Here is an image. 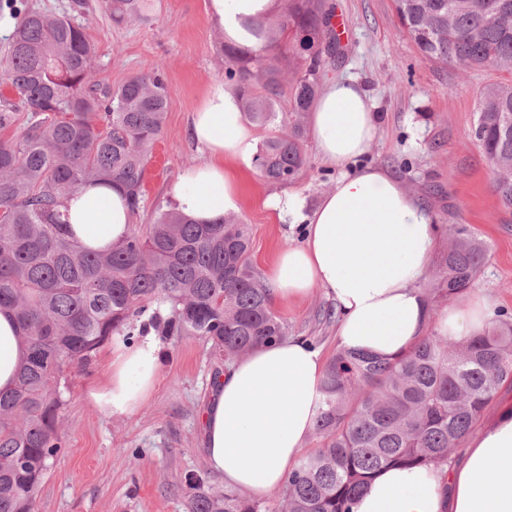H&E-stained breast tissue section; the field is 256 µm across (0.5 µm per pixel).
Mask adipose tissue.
Listing matches in <instances>:
<instances>
[{
    "label": "adipose tissue",
    "instance_id": "ef3b65f1",
    "mask_svg": "<svg viewBox=\"0 0 512 512\" xmlns=\"http://www.w3.org/2000/svg\"><path fill=\"white\" fill-rule=\"evenodd\" d=\"M278 0H209L207 13L225 40L254 49L250 26L264 23ZM375 106L356 80L329 83L308 125L322 163L338 176L315 208L302 193L265 198L278 221L304 227L270 266L273 300L323 290L335 306L337 347L396 357L426 332L429 310L421 284L431 266L436 226L426 204L387 169L363 163L378 132ZM189 134L204 161L184 170L172 206L197 224L241 210V170L251 168L258 138L235 84L212 81L191 115ZM62 211L71 236L103 250L128 234L132 216L123 190L87 185ZM495 306L485 295L451 303L436 326L457 340L489 327ZM26 353L12 313L0 310V391L16 383ZM167 354L154 332L134 344L114 338L102 380L88 397L108 415L135 413L153 392ZM324 375L322 353L303 338L257 345L228 365L211 388L202 446L226 488L260 499L279 488L297 463L314 425ZM352 512H512V411L473 437L460 462L422 471H383Z\"/></svg>",
    "mask_w": 512,
    "mask_h": 512
}]
</instances>
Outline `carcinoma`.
<instances>
[{"instance_id": "obj_1", "label": "carcinoma", "mask_w": 512, "mask_h": 512, "mask_svg": "<svg viewBox=\"0 0 512 512\" xmlns=\"http://www.w3.org/2000/svg\"><path fill=\"white\" fill-rule=\"evenodd\" d=\"M420 54L442 66L493 67L512 75V0H393ZM4 8L19 21L7 38L0 131L30 112L21 134L0 139V309L13 312L26 355L15 388L0 393V512H33L49 461L62 448L65 373L84 365L112 336L148 329L192 332L232 362L260 343L288 336L269 288L252 264L251 225L230 215L194 224L169 206L154 222L104 251L83 249L64 229V200L106 178L124 190L132 217L144 201L152 148L169 91L152 66L115 89L93 81L96 46L71 15L29 0ZM112 22L147 19V0H106ZM252 51L226 45L225 75L238 82L248 119L279 125L254 165L286 184L306 165L304 118L339 50L326 0H288L277 21L252 30ZM474 138L512 204V82L480 95ZM487 246L464 224L449 228L423 290L430 314L478 280ZM168 306L167 314L153 308ZM512 382V317L496 314L476 336L450 341L432 325L394 358L338 350L326 366L315 433L321 446L301 457L278 493V512H352L388 467L431 469L451 455L498 390ZM189 512H269L238 492L202 489Z\"/></svg>"}]
</instances>
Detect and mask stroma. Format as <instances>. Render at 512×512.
Segmentation results:
<instances>
[{
    "label": "stroma",
    "instance_id": "obj_1",
    "mask_svg": "<svg viewBox=\"0 0 512 512\" xmlns=\"http://www.w3.org/2000/svg\"><path fill=\"white\" fill-rule=\"evenodd\" d=\"M342 21L344 55L326 80L357 79L369 92L378 135L364 160L391 171L431 208L444 241L452 224L468 225L487 246L473 290L512 314V206L502 202L496 174L473 136L482 90L504 81L493 68L461 71L422 57L402 31L393 0H327ZM76 18L98 55L93 75L112 88L151 66L160 67L169 90L168 112L148 164L138 223H151L158 203H170L181 173L204 159L189 141L192 109L208 84L223 78L224 34L208 18L206 0H150L148 17L113 23L106 0H83ZM307 165L288 184L266 182L257 170L242 172L239 213L253 232L252 261L267 273L277 252L299 242L303 228L274 220L265 196L301 192L316 205L336 174L306 141ZM274 310L300 336L332 358L336 347L333 308L322 291ZM168 359L153 394L134 414L108 416L87 398V387L106 363L100 348L68 379L62 412L63 446L50 462L34 512H187L188 477L222 486L202 451L203 415L210 389L225 363L200 336L162 337Z\"/></svg>",
    "mask_w": 512,
    "mask_h": 512
}]
</instances>
